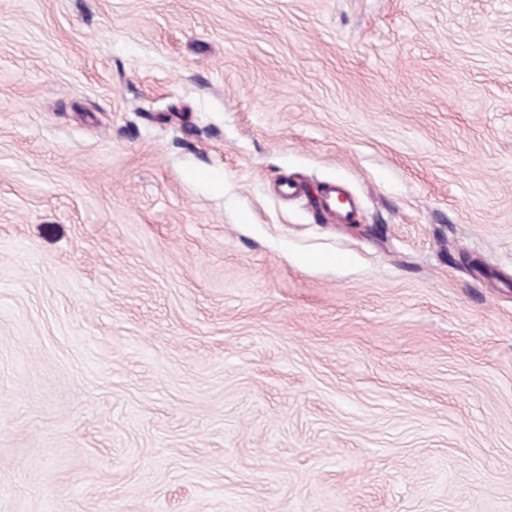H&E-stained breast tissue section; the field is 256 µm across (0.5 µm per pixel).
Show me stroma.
<instances>
[{"label":"stroma","mask_w":512,"mask_h":512,"mask_svg":"<svg viewBox=\"0 0 512 512\" xmlns=\"http://www.w3.org/2000/svg\"><path fill=\"white\" fill-rule=\"evenodd\" d=\"M0 512H512V0H0ZM341 194L342 188L331 184L318 193V201L315 202V206L332 222L337 220L339 223H344L350 212L343 213L338 210L337 200Z\"/></svg>","instance_id":"stroma-1"}]
</instances>
